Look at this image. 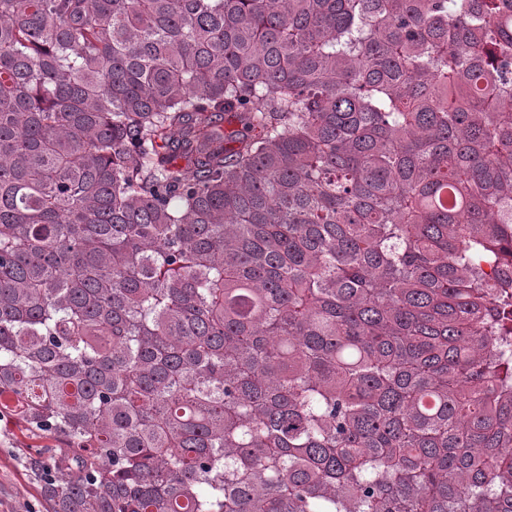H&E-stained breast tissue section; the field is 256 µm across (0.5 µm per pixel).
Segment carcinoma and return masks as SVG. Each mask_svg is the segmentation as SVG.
<instances>
[{
	"mask_svg": "<svg viewBox=\"0 0 512 512\" xmlns=\"http://www.w3.org/2000/svg\"><path fill=\"white\" fill-rule=\"evenodd\" d=\"M512 0H0V410L52 512H512Z\"/></svg>",
	"mask_w": 512,
	"mask_h": 512,
	"instance_id": "1",
	"label": "carcinoma"
}]
</instances>
